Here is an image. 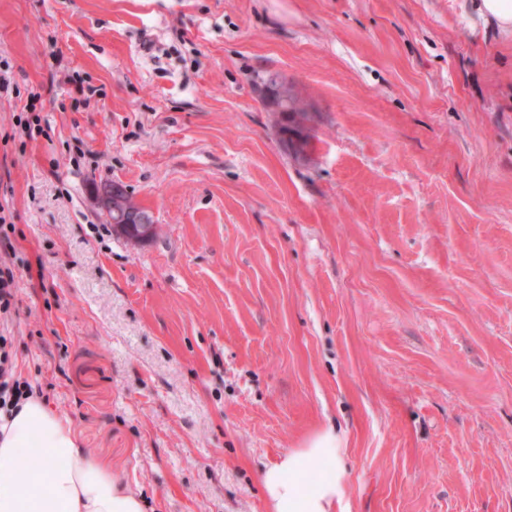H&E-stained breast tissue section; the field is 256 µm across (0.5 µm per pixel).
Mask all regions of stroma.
<instances>
[{
    "label": "stroma",
    "mask_w": 512,
    "mask_h": 512,
    "mask_svg": "<svg viewBox=\"0 0 512 512\" xmlns=\"http://www.w3.org/2000/svg\"><path fill=\"white\" fill-rule=\"evenodd\" d=\"M0 60L16 373L146 512H269L330 427L336 512H512V35L455 0H0ZM95 203L108 215L113 230L134 244L152 239L158 224L152 215L146 219L140 215V204L118 182L105 184L94 194ZM320 459L333 465L308 491L304 478L312 463ZM342 459V439L331 429L311 437L303 448L285 453L261 475L272 512H332L334 502L342 494Z\"/></svg>",
    "instance_id": "stroma-1"
}]
</instances>
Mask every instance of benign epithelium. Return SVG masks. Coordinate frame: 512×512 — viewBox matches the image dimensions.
<instances>
[{
  "instance_id": "7a95c632",
  "label": "benign epithelium",
  "mask_w": 512,
  "mask_h": 512,
  "mask_svg": "<svg viewBox=\"0 0 512 512\" xmlns=\"http://www.w3.org/2000/svg\"><path fill=\"white\" fill-rule=\"evenodd\" d=\"M95 203L108 215L113 230L134 244L152 239L158 224L155 218L140 215V204L118 182L105 184L94 194Z\"/></svg>"
}]
</instances>
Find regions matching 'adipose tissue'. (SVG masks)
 I'll use <instances>...</instances> for the list:
<instances>
[{
  "label": "adipose tissue",
  "instance_id": "adipose-tissue-1",
  "mask_svg": "<svg viewBox=\"0 0 512 512\" xmlns=\"http://www.w3.org/2000/svg\"><path fill=\"white\" fill-rule=\"evenodd\" d=\"M329 460L313 489L312 463ZM342 440L333 430L285 453L261 475L272 512H332L342 494ZM146 503L90 456L67 417L38 397L0 418V512H145Z\"/></svg>",
  "mask_w": 512,
  "mask_h": 512
}]
</instances>
